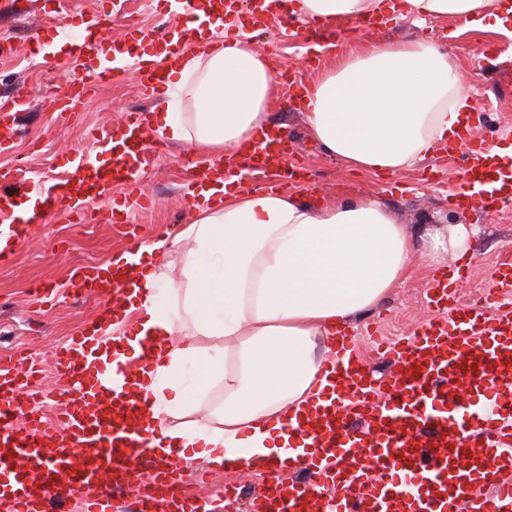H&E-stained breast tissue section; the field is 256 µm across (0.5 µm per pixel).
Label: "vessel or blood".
I'll list each match as a JSON object with an SVG mask.
<instances>
[{
  "label": "vessel or blood",
  "mask_w": 512,
  "mask_h": 512,
  "mask_svg": "<svg viewBox=\"0 0 512 512\" xmlns=\"http://www.w3.org/2000/svg\"><path fill=\"white\" fill-rule=\"evenodd\" d=\"M171 23L162 32L125 21V39L165 44L161 60L127 57L113 50L112 64L100 66L99 33L109 18L97 10L83 14L70 41L71 64L53 79L62 94L61 112L81 109L101 84L123 73L126 64L146 92L165 90V71L184 51L191 32L224 25L227 0H161ZM284 135L270 128L236 164L240 186L282 160ZM160 142L143 137L139 124L98 135L93 152L67 159L59 182L39 187L38 205L20 209L16 173L0 170V239L20 246L30 228L63 211L75 221L88 215L89 202L105 197L111 214L144 206L146 196L131 198L148 159ZM464 163V182L452 196L461 208L497 210L512 198V156L476 141L463 131L456 146ZM220 168L203 169L186 194L189 205L205 204L201 189L223 178ZM145 236L124 234V264L76 267L72 283L88 297L112 301L131 285ZM466 275L458 266L435 278L425 294L435 319L386 350L391 376L382 381L366 372L348 334L324 366L325 385L309 415L289 427L300 467L290 481L266 483L249 512H505L512 507V425L492 416L457 419L451 410L466 395L493 391L504 412L512 411V259L492 275L486 299L459 303L452 287ZM137 337L128 330L114 337L109 373L95 371L100 352L89 328L59 343L52 352L67 386L58 403L56 439H49L36 414L41 371L26 356H0V512H53L76 503L79 512H112L111 491L100 490L102 476L113 488L138 486V512H209L194 493L204 481L199 469L151 465L153 436L142 427L146 399L127 392L129 362L124 345Z\"/></svg>",
  "instance_id": "b4317fda"
}]
</instances>
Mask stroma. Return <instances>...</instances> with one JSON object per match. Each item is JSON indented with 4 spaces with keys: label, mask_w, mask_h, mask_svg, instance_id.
Returning <instances> with one entry per match:
<instances>
[{
    "label": "stroma",
    "mask_w": 512,
    "mask_h": 512,
    "mask_svg": "<svg viewBox=\"0 0 512 512\" xmlns=\"http://www.w3.org/2000/svg\"><path fill=\"white\" fill-rule=\"evenodd\" d=\"M101 7L100 0H0V96L20 90L29 99L16 135L0 148V168H15L48 180L57 177L66 154L88 145L92 134L122 125L128 118L146 120L147 130L157 133L158 126L149 116L165 100L144 93L130 71L99 85L79 115L57 114L52 75L58 59L33 54L32 41L37 38L51 44L58 40L60 13H68L70 22L77 25L82 13ZM247 39L281 75L279 96L269 105L268 117L282 128L289 153L307 173L304 200L316 203L339 194L371 198L417 234L428 230L444 236L457 224L476 226L478 232L470 241L474 268L457 293L465 303L482 301L497 262L503 253L512 251V201L500 203L494 213L450 203V194L462 184L463 164L439 152L394 175L347 169L308 137L290 89L292 82L317 79L337 57L357 52L363 44L429 40L447 51L460 85L473 102L472 132L491 141L502 129L512 128V38L465 30L460 22L448 18L420 22L411 17L369 32L342 19L327 35L322 28L278 15L249 30ZM203 162L184 142H165L161 155L151 158L138 190L152 196L156 206L130 215L146 237L171 241L193 223L196 211L184 198V178L187 169ZM107 210L106 201H97L91 207L95 218L86 224L70 223L63 213L47 218L33 226L14 262L0 267V354L14 352L20 341L29 357L40 360L48 416L55 411L57 396L65 386L54 370L53 346L90 324L103 308L102 300L86 299L76 292L70 280L72 270L86 263L107 262L122 249L115 225L103 218ZM455 265L449 252L436 258L416 255L408 279L387 303L355 322L358 351L376 377L387 378L390 367L374 351L371 333L378 330L394 338L421 326L430 316L423 305L425 291L432 287L434 276ZM33 283L59 289V299L31 304L27 288Z\"/></svg>",
    "instance_id": "obj_1"
}]
</instances>
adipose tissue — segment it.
<instances>
[{"label":"adipose tissue","mask_w":512,"mask_h":512,"mask_svg":"<svg viewBox=\"0 0 512 512\" xmlns=\"http://www.w3.org/2000/svg\"><path fill=\"white\" fill-rule=\"evenodd\" d=\"M285 14L333 25L392 12L445 17L466 28L506 31L512 0H283ZM179 97L159 109V132L208 157H231L262 129L279 87L269 60L250 42L202 41L168 68ZM312 140L349 168L397 173L457 136L470 103L447 52L432 42L372 43L342 58L302 88ZM219 200L198 209L178 236L190 248L182 271L146 259L127 313L153 337L155 357L138 369L134 390L149 400L159 457L179 449L184 464L202 458L254 470L287 461L281 424L312 404L337 329L381 306L407 280L413 257L468 250L471 229L449 237L414 235L368 198L316 206L300 195L240 190L234 176L214 187ZM189 285L177 287L178 275ZM172 289L162 308L159 281ZM209 339V346L197 343ZM224 382L213 425L187 421L189 394Z\"/></svg>","instance_id":"obj_1"}]
</instances>
